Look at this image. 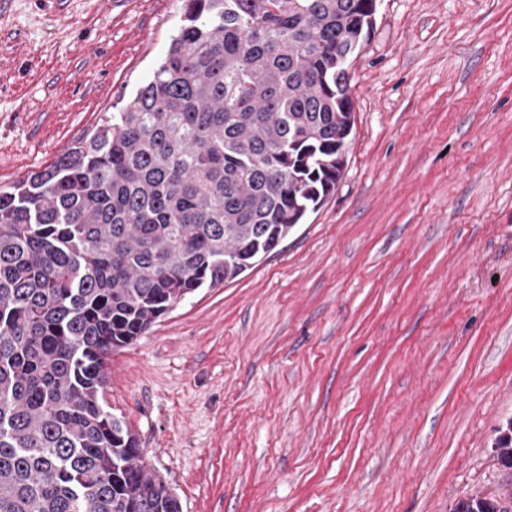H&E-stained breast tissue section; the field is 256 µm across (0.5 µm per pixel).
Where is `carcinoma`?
I'll list each match as a JSON object with an SVG mask.
<instances>
[{
  "label": "carcinoma",
  "mask_w": 512,
  "mask_h": 512,
  "mask_svg": "<svg viewBox=\"0 0 512 512\" xmlns=\"http://www.w3.org/2000/svg\"><path fill=\"white\" fill-rule=\"evenodd\" d=\"M368 2L184 0L130 101L0 189V512H182L100 402L108 360L334 190Z\"/></svg>",
  "instance_id": "cac0c4a2"
}]
</instances>
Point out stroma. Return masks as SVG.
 <instances>
[{
    "label": "stroma",
    "instance_id": "stroma-1",
    "mask_svg": "<svg viewBox=\"0 0 512 512\" xmlns=\"http://www.w3.org/2000/svg\"><path fill=\"white\" fill-rule=\"evenodd\" d=\"M183 0H0V188L149 79ZM324 206L113 353L182 512H512V0H378Z\"/></svg>",
    "mask_w": 512,
    "mask_h": 512
}]
</instances>
